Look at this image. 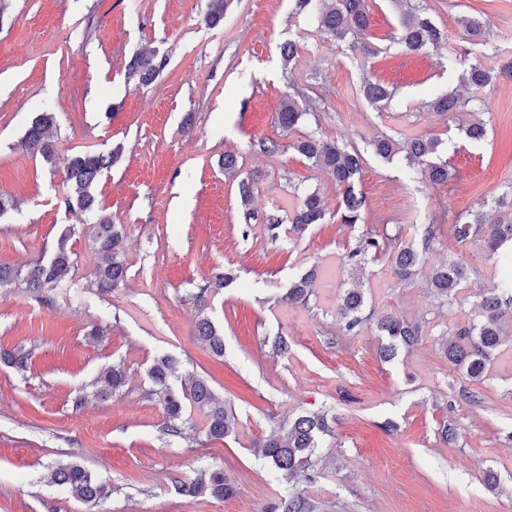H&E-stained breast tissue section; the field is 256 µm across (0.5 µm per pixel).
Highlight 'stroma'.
I'll return each mask as SVG.
<instances>
[{"instance_id":"35a3bbf8","label":"stroma","mask_w":512,"mask_h":512,"mask_svg":"<svg viewBox=\"0 0 512 512\" xmlns=\"http://www.w3.org/2000/svg\"><path fill=\"white\" fill-rule=\"evenodd\" d=\"M224 20L204 24L207 0H0V266L27 270L53 255L60 237L76 258L72 278L50 299L23 282L0 288V350L29 354L26 373L0 363V512H270L288 492L317 512H512V322L482 380L449 364L440 337L474 315L482 289L496 287L499 264L481 242L442 237L424 272L396 283L388 261L369 263L363 279L376 313L430 324L418 347L381 360L375 327L347 331L337 314L349 278L347 255L377 224H439L512 185V80L488 86L473 112L484 142L449 136L448 122L426 108L457 84L450 57L462 55L458 17L487 13L490 40L512 55V0H411L445 28L437 48L406 55L390 39V0H369L374 54L321 38L314 16L295 0H224ZM298 43L290 64L280 46ZM154 53L164 67L142 86L127 76L133 56ZM394 86L384 109L359 94L363 78ZM324 97L319 120L293 130L277 122L289 84ZM54 112L60 158L120 149L96 196L123 228L127 280L98 292L92 272L93 216L69 206L64 170L48 172L22 139L35 112ZM319 127L329 140L365 146L385 134L441 138V157L458 172L452 186L413 177L404 161L366 154L357 188L362 224L336 221L342 198L328 173L293 148ZM280 149L263 153L260 141ZM239 176L224 175L225 153ZM251 185L242 206L239 179ZM316 191L326 221L295 235L290 220ZM459 256L473 273L453 306H440L425 273ZM319 268L308 304L288 302L289 282ZM231 283L198 309L197 283L216 274ZM224 336L223 356L197 338L200 316ZM288 342L274 350L275 337ZM162 355L207 378L237 415L234 433L207 440L202 413L184 437L164 432L165 413L149 395L147 371ZM123 363L125 387L100 400L99 372ZM469 400H458L459 391ZM329 412L313 470L288 481L263 458L259 442L273 424L305 411ZM393 422L385 430V422ZM459 430L456 443L440 429ZM79 462L105 481L109 497L92 507L49 479L52 467ZM220 468L234 498L191 496L181 487Z\"/></svg>"}]
</instances>
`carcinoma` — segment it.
I'll return each instance as SVG.
<instances>
[{
  "label": "carcinoma",
  "instance_id": "carcinoma-1",
  "mask_svg": "<svg viewBox=\"0 0 512 512\" xmlns=\"http://www.w3.org/2000/svg\"><path fill=\"white\" fill-rule=\"evenodd\" d=\"M401 10L398 26L393 39L401 51L414 53L437 47L445 39V33L428 16L412 8L409 0H391ZM298 9L315 14L321 36L336 42H349V47L361 48L366 53H375L370 41V20L368 0H296ZM462 38L473 47L488 48L490 21L481 16L464 15L458 19ZM497 66L489 67L477 61L459 73L462 91H448L435 95L428 103L429 109L438 116L453 121L454 114L464 112L468 106L479 101L480 92L493 81L501 78L512 80V57L500 55ZM163 62L156 61L153 54L142 53L129 64V75L137 78L142 85L150 84ZM360 94L374 106L392 100L395 91L387 84L366 79L360 85ZM324 99L312 97L291 85L280 104L277 119L286 131L300 122L318 117ZM56 128V116L49 111L37 112L33 116L24 136L28 150L39 157L44 166L53 171L57 168L58 155L52 141ZM459 131L473 141L485 139L487 130L480 121L462 126ZM441 140L424 135L407 138L400 143L394 138L382 135L368 142L371 152L378 158L391 163L400 157L409 168H420L422 179L431 184H445L456 177V170L448 161L438 156ZM292 147L314 166L329 171L342 194L343 206L337 213L338 221L347 226L364 223L365 197L356 189L360 180L364 156L352 143L327 140L314 129L305 133ZM120 151L78 152L66 159V181L75 191L76 207L88 213L97 214L92 229V246L102 255L103 262L95 269L97 287L100 292L110 294L124 286L127 269L121 250V232L110 217L97 213L96 185L101 176L111 170L117 162ZM495 208L507 213V219L488 224L477 210L458 213L448 225L449 234L461 245L472 241L483 242L507 267H512V192L495 199ZM326 211L317 192L305 194L291 221L292 230L305 232L314 224L325 220ZM421 246L403 240L405 225L384 224L382 229L367 232L359 238L357 245L348 254L347 261L358 279L365 264L370 260L386 257L390 260L393 277L400 283L419 275L426 251L440 242L441 225L425 224L416 228ZM67 236H62L50 261L40 262L26 273L0 267V284H9L23 279L26 287L40 294L61 286L74 267L71 251L66 247ZM470 268L461 258H450L433 269L427 281L436 298L447 306L456 301L462 284L469 279ZM315 271L309 270L291 281L288 300L302 305L308 304L312 295ZM230 277L216 275L207 278L197 286L196 300L204 301L215 288H224ZM477 318L457 328L453 338L442 342L448 361L472 381L483 378L487 362L501 345L504 326L512 317V271L505 274L499 286L480 294L476 304ZM338 314L345 320V326L352 331L358 327L374 324L386 343L380 348V357L390 362L401 350H412L423 339L427 321L408 320L393 314L377 316L367 307L364 289L354 283L343 289L338 305ZM198 339L206 344L213 354L224 355V336L219 334L211 321L203 317L197 325ZM0 361L23 373L28 367V354L21 351H0ZM176 371V360L161 356L154 360L148 370L152 384L151 394L156 396L166 414L167 431L178 436L182 433L185 413L197 410L206 419L205 435L209 440H222L230 436L235 428L237 415L231 405L219 402L202 376L192 374L188 383L175 388L170 378ZM98 395L107 399L126 384V371L120 364H114L99 374ZM324 415L305 413L286 424H279L270 430L262 440V455L285 479H292L300 472H306L314 465L313 458L319 448L320 435L327 432ZM53 482L67 485L75 497L87 504L97 505L107 499V484L92 475L77 462L58 466L51 473ZM186 492L224 501L237 494L236 485L224 476L221 470H213L195 483ZM275 512H315V505L298 495H291L273 506Z\"/></svg>",
  "mask_w": 512,
  "mask_h": 512
}]
</instances>
